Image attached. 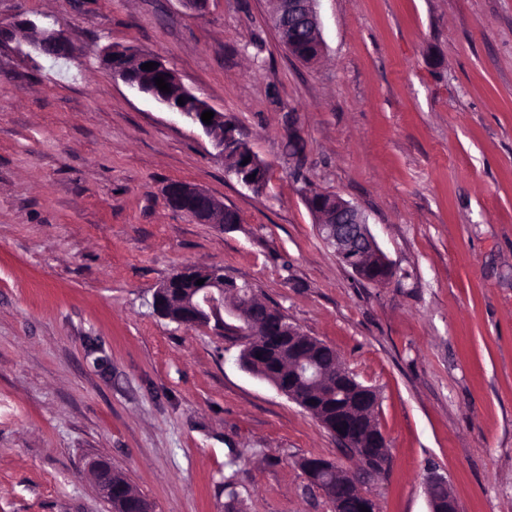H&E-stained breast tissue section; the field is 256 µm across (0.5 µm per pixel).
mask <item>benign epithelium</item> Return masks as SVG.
Instances as JSON below:
<instances>
[{
  "instance_id": "7a95c632",
  "label": "benign epithelium",
  "mask_w": 512,
  "mask_h": 512,
  "mask_svg": "<svg viewBox=\"0 0 512 512\" xmlns=\"http://www.w3.org/2000/svg\"><path fill=\"white\" fill-rule=\"evenodd\" d=\"M318 0H276L277 8L272 21L276 31L283 36V45L288 52H298L301 44L308 43L312 50L300 61H314L323 52L321 22L316 10ZM23 31L28 47L26 55H44L50 58H66L70 46L65 35L36 21L25 19L12 24L0 25V44L13 41L17 31ZM101 64L126 85L143 93L167 110L175 112L197 126L210 139L215 156L231 157L233 165L228 172L256 193L265 190L268 180V165L251 148L245 146L238 127L224 113L213 110L206 101L197 97L180 81L176 72L164 60L144 53L131 46L115 47L111 44L99 52ZM153 62L152 70H143L141 65ZM163 76L171 91L163 92L155 84V78ZM183 99L184 104L177 103ZM214 111L211 123L202 121L205 111ZM248 163H243L245 158ZM169 208L184 213L201 224H235L224 221L228 209L224 203L190 183L171 182L165 187ZM305 203L316 218L320 238L336 253L337 259L350 268L360 279L377 286H384L396 277V270L379 248L371 234L365 212L341 195L308 189ZM202 279L204 284L196 281ZM152 306L161 317L185 328L208 327L221 333L227 332L243 338V349L239 364L248 369V364L260 362L257 354L261 350L253 346V337L261 336L258 323L252 317L250 296L237 288V284L224 279L223 270L216 267L185 266L164 280L153 293ZM278 341L288 347L291 354V374L288 378H266L276 390L308 412L316 411L322 401L336 398L338 389L331 385L320 371L308 350L310 337L302 333L288 317H283L279 327ZM343 383L355 384L353 404L363 407L374 397L375 390L355 380L344 367L338 368ZM321 424L342 443L345 462L322 458H304L300 465L309 482L319 488L331 501L334 512H347V498L331 492L330 483L343 482L354 489L352 502L356 512L366 507L377 512L374 498L362 491L357 481L358 469L349 462L363 456L345 431V423L323 420ZM89 470L98 493L112 498V466L103 462H90ZM429 512H460L456 498L448 489L447 476L436 469L428 472L425 480Z\"/></svg>"
}]
</instances>
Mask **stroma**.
I'll return each mask as SVG.
<instances>
[{
	"label": "stroma",
	"instance_id": "stroma-1",
	"mask_svg": "<svg viewBox=\"0 0 512 512\" xmlns=\"http://www.w3.org/2000/svg\"><path fill=\"white\" fill-rule=\"evenodd\" d=\"M272 7L0 0V23L46 22L72 48L0 46V512H112L94 458L153 512H332L299 463L342 460L336 438L240 367V337L154 313L186 265L249 285L374 388L380 512H428L434 468L461 512H512V0H318L310 64ZM106 44L161 56L234 120L266 190L113 78ZM172 181L239 224L171 210ZM309 187L365 212L389 285L337 260Z\"/></svg>",
	"mask_w": 512,
	"mask_h": 512
}]
</instances>
